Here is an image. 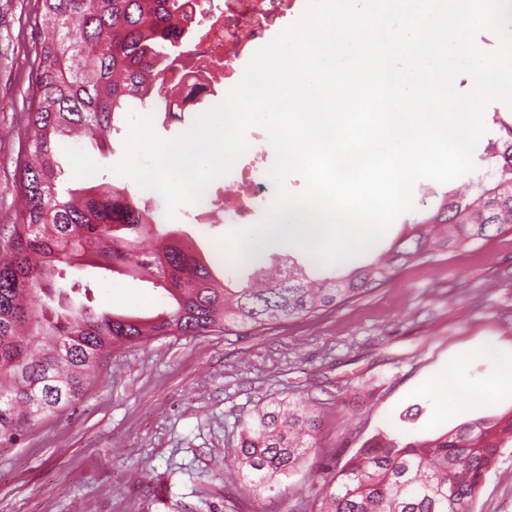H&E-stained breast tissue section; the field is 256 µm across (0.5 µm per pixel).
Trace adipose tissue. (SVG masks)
Instances as JSON below:
<instances>
[{
  "label": "adipose tissue",
  "mask_w": 512,
  "mask_h": 512,
  "mask_svg": "<svg viewBox=\"0 0 512 512\" xmlns=\"http://www.w3.org/2000/svg\"><path fill=\"white\" fill-rule=\"evenodd\" d=\"M440 382L453 390V398L445 400L444 410L456 409L457 396H466L470 403L491 406L505 396H512V360L502 361L493 371L479 381H471L459 362H450L442 373Z\"/></svg>",
  "instance_id": "obj_1"
}]
</instances>
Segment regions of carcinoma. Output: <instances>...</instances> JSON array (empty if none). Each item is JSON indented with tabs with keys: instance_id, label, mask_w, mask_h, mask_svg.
<instances>
[{
	"instance_id": "obj_1",
	"label": "carcinoma",
	"mask_w": 512,
	"mask_h": 512,
	"mask_svg": "<svg viewBox=\"0 0 512 512\" xmlns=\"http://www.w3.org/2000/svg\"><path fill=\"white\" fill-rule=\"evenodd\" d=\"M32 45L36 89L27 112V149L17 161L26 205L11 228L10 258L0 261V444H12L71 407L112 350L161 336L260 334L281 322L316 317L388 283L403 265L431 261L512 229V141L497 151L500 178L471 202L445 203L426 224L379 258L349 259L330 277L313 278L289 246L245 262L252 278L219 269L166 227L159 208L126 186L102 183L61 192L57 140L81 133L107 142L131 104L168 105L156 76L175 66L165 48L190 42L194 0H38ZM154 236L162 249L134 255ZM93 253L103 269H146L171 300L144 321L103 306L48 305L62 271ZM318 419L303 400H282L243 423L230 457L259 494L310 463L320 480L311 512H474L478 490L512 411L466 421L434 438L402 443L388 435L363 446L333 471L310 460Z\"/></svg>"
}]
</instances>
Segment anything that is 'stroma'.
Here are the masks:
<instances>
[{"label":"stroma","mask_w":512,"mask_h":512,"mask_svg":"<svg viewBox=\"0 0 512 512\" xmlns=\"http://www.w3.org/2000/svg\"><path fill=\"white\" fill-rule=\"evenodd\" d=\"M37 0H0V258L22 211L16 159L35 76L29 53L37 37ZM224 100L223 87L179 119L152 114L161 139L188 130ZM475 168L439 183L418 181L415 211L400 215L371 258L405 225L434 215L444 200L477 195L478 178L496 171L492 144L512 137V108L488 105ZM127 123L105 148L90 139L60 143L66 179L77 188L126 183L114 167L126 154ZM167 226L207 256H219L227 224L193 220L181 204ZM93 304L143 317L165 306L161 289L88 267ZM512 356V232L398 269L358 300L319 317L270 326L260 335L166 336L114 350L75 404L0 445V512H289L312 476L300 470L274 490L249 492L228 456L240 422L275 400L314 401L322 416L313 458L342 465L380 432L429 439L460 423L512 410V397L434 421L427 387L449 361L474 379ZM476 512H512V442L500 451Z\"/></svg>","instance_id":"1"}]
</instances>
